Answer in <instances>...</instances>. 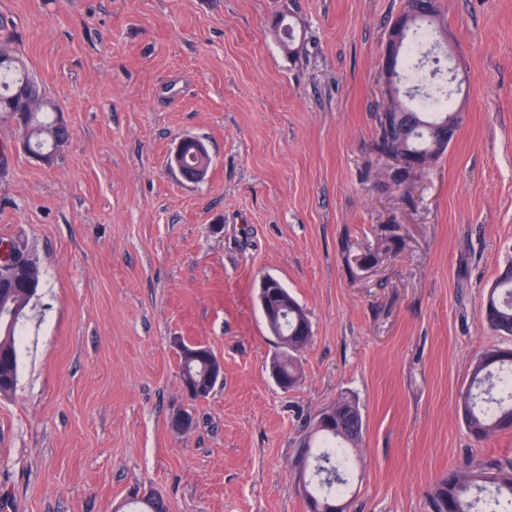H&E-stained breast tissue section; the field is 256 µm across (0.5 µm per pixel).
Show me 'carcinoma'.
<instances>
[{
	"label": "carcinoma",
	"instance_id": "obj_1",
	"mask_svg": "<svg viewBox=\"0 0 512 512\" xmlns=\"http://www.w3.org/2000/svg\"><path fill=\"white\" fill-rule=\"evenodd\" d=\"M439 34L434 20L421 17L407 25L400 46V63L395 80L410 84L412 105L396 100L376 114V148L403 153L422 163L434 164L446 150L437 135L448 130V86H433L436 73L425 68L434 54ZM56 108L45 96L24 64L15 56L0 55V114L13 119L34 150L46 152L62 143L68 134L65 125L50 118ZM39 281L27 277L11 287L8 308L25 311L37 293ZM267 299L275 309L276 336L285 338L288 355L278 362L288 386L296 387L300 372L295 355L313 339L312 325L305 310L283 286L267 289ZM483 320L487 327L512 337V265L499 276L484 298ZM19 321L10 322L0 307V396L14 393L20 363ZM182 386L193 389L195 399L214 390L209 383L212 351L193 343L180 354ZM471 385L485 391L475 400L471 392L462 394L461 407L467 429L478 441L512 431V349L491 347L484 350L471 367ZM336 411L334 425L312 426L300 442L295 465L314 466L316 482L303 486L308 512H336L343 502L353 476L350 449L363 438V418L355 402L341 397L331 406ZM433 512H476L483 503L492 512H512V480L492 482L483 471H450L430 493Z\"/></svg>",
	"mask_w": 512,
	"mask_h": 512
}]
</instances>
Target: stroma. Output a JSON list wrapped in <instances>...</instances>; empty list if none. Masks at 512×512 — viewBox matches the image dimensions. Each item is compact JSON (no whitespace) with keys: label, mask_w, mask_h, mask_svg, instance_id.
<instances>
[{"label":"stroma","mask_w":512,"mask_h":512,"mask_svg":"<svg viewBox=\"0 0 512 512\" xmlns=\"http://www.w3.org/2000/svg\"><path fill=\"white\" fill-rule=\"evenodd\" d=\"M438 5L461 123L400 185L374 143L403 0H0V47L70 129L46 165L0 117V242L40 271L0 396V512L151 492L170 512H306L298 445L342 396L365 424L351 512H432L448 470L512 465V433L476 441L459 412L476 356L512 344L481 315L512 263V0ZM187 136L211 157L198 184L167 164ZM266 277L313 327L287 392ZM179 338L224 364L207 398L183 394Z\"/></svg>","instance_id":"obj_1"}]
</instances>
